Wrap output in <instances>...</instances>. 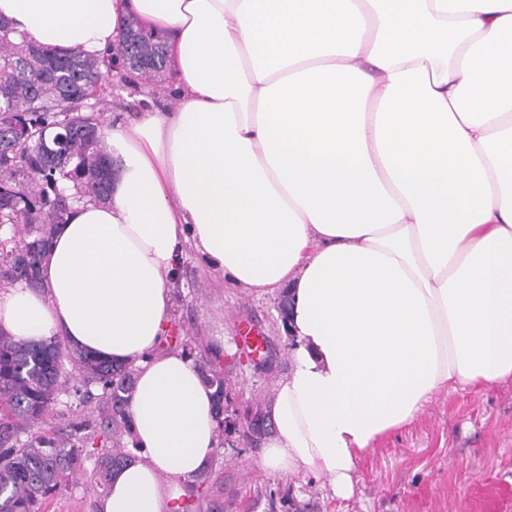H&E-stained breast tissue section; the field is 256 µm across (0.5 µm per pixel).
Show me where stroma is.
I'll return each instance as SVG.
<instances>
[{
    "label": "stroma",
    "instance_id": "stroma-1",
    "mask_svg": "<svg viewBox=\"0 0 512 512\" xmlns=\"http://www.w3.org/2000/svg\"><path fill=\"white\" fill-rule=\"evenodd\" d=\"M96 110L110 122L129 124L144 106L170 108V76L151 80L123 69ZM171 336L200 347L223 344L229 379L228 415L238 430L217 448L208 491L193 494L189 512H475V483H512V382L484 392L457 389L435 396L411 426L378 441L360 459L348 499L332 496L326 479L273 474L261 465L263 439L247 436L255 413H267L277 379L289 365L292 338L281 313L287 289L260 294L232 283L186 253L173 286ZM266 338L267 365L240 362L244 326ZM86 461L44 506L45 512H99L102 494Z\"/></svg>",
    "mask_w": 512,
    "mask_h": 512
}]
</instances>
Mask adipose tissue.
<instances>
[{
	"mask_svg": "<svg viewBox=\"0 0 512 512\" xmlns=\"http://www.w3.org/2000/svg\"><path fill=\"white\" fill-rule=\"evenodd\" d=\"M168 34L175 107L103 123L119 173L75 203L0 329L133 366L141 458L101 512H168L218 444L192 357L158 354L185 250L287 289L262 465L349 498L439 393L512 381V0H0L15 36L102 58Z\"/></svg>",
	"mask_w": 512,
	"mask_h": 512,
	"instance_id": "ef3b65f1",
	"label": "adipose tissue"
}]
</instances>
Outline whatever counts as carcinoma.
Returning a JSON list of instances; mask_svg holds the SVG:
<instances>
[{"label":"carcinoma","mask_w":512,"mask_h":512,"mask_svg":"<svg viewBox=\"0 0 512 512\" xmlns=\"http://www.w3.org/2000/svg\"><path fill=\"white\" fill-rule=\"evenodd\" d=\"M125 29L139 32V38L118 46L124 66L138 58L147 65L144 76H164V37L141 32L135 18L128 19ZM110 67L112 63L79 48L56 51L26 39L16 42L12 28L0 19V177L16 186V200L0 199V209L4 221L16 219L15 232L23 241L12 271H0L3 284L39 286V266L54 227L63 222L70 206L67 183L77 177L85 197L107 200L113 166L99 137L78 124L63 130L59 122L64 112L84 113L81 95L102 86ZM20 127L33 140L45 133L62 134L61 153L30 150L20 138ZM181 347L197 363L203 382L214 389L222 446L236 423L224 416L228 380L221 361L188 341ZM64 358L78 367L79 382L100 386L105 403L97 417L71 422L66 435L51 421L60 393L73 379L62 364ZM135 380L132 366L93 357L59 339L25 342L1 330L0 512H41L90 457L96 458L93 478L100 488L108 486L112 473L134 462L125 438L132 436L128 398Z\"/></svg>","instance_id":"carcinoma-1"}]
</instances>
